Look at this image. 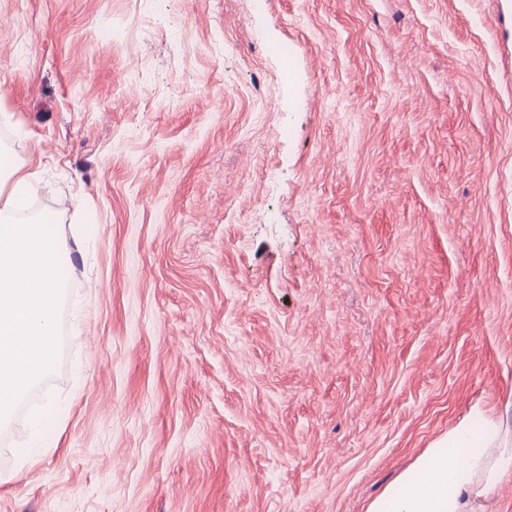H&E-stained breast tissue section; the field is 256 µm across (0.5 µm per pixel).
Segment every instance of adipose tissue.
Returning a JSON list of instances; mask_svg holds the SVG:
<instances>
[{"mask_svg": "<svg viewBox=\"0 0 512 512\" xmlns=\"http://www.w3.org/2000/svg\"><path fill=\"white\" fill-rule=\"evenodd\" d=\"M27 175L0 166V418L54 364L64 295L56 258L66 245L53 225L23 217ZM512 448L494 421L463 424L429 447L367 512H473L493 493Z\"/></svg>", "mask_w": 512, "mask_h": 512, "instance_id": "1", "label": "adipose tissue"}]
</instances>
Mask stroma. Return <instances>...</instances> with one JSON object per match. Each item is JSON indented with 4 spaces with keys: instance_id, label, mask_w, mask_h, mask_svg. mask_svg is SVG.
Instances as JSON below:
<instances>
[{
    "instance_id": "obj_1",
    "label": "stroma",
    "mask_w": 512,
    "mask_h": 512,
    "mask_svg": "<svg viewBox=\"0 0 512 512\" xmlns=\"http://www.w3.org/2000/svg\"><path fill=\"white\" fill-rule=\"evenodd\" d=\"M502 0H0V136L72 251L0 512H366L512 440Z\"/></svg>"
}]
</instances>
